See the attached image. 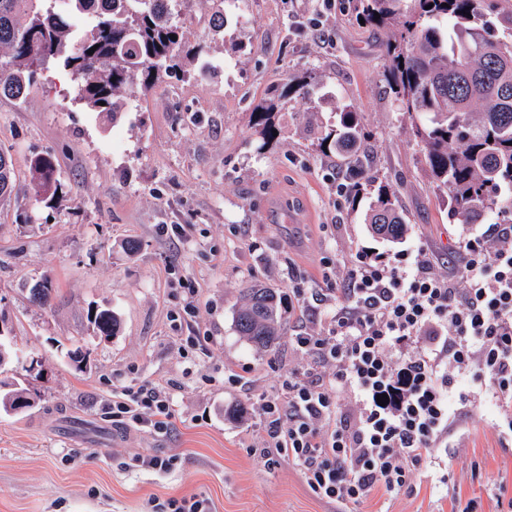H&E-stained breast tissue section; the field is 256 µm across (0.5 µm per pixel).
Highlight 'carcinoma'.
Returning <instances> with one entry per match:
<instances>
[{
	"label": "carcinoma",
	"mask_w": 512,
	"mask_h": 512,
	"mask_svg": "<svg viewBox=\"0 0 512 512\" xmlns=\"http://www.w3.org/2000/svg\"><path fill=\"white\" fill-rule=\"evenodd\" d=\"M0 0V98L21 100L38 74L60 67L74 83V100L117 119L132 101L178 67L181 57L202 64L210 47L183 49L179 12L184 0ZM360 18L381 28L400 25L385 42L389 86L404 111L425 120L415 136L424 148L426 172L447 195L459 224H502L512 219V12L493 10L489 0H356ZM380 18H375V15ZM176 35L173 40L170 35ZM95 51H90V48ZM312 98L306 78L285 84ZM278 102L255 107V134L268 143ZM317 149L351 163L360 161L362 120L338 113L336 124L317 127ZM37 187L57 189L51 157L34 161ZM15 172L0 150V198L12 193ZM371 231L389 241L403 238L406 224L394 189L381 184L365 214ZM237 314L239 335L263 348L277 340L281 319L277 294L254 284ZM90 323L114 335L118 319L96 309ZM27 411L29 389L0 379V409Z\"/></svg>",
	"instance_id": "carcinoma-1"
}]
</instances>
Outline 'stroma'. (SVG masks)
<instances>
[{
	"label": "stroma",
	"instance_id": "stroma-1",
	"mask_svg": "<svg viewBox=\"0 0 512 512\" xmlns=\"http://www.w3.org/2000/svg\"><path fill=\"white\" fill-rule=\"evenodd\" d=\"M220 9L229 21L217 66L164 78L119 120L75 102L60 69L39 75L25 100L0 98V150L16 175L0 199V316L15 349L43 362L35 379L6 366L37 403L0 411V512H146L151 499L194 493L213 512H339L293 464L268 469L248 453L265 444L260 396L307 363L293 336L320 335L323 317L284 313L274 347L257 350L233 328L241 289L261 283L288 297L299 286L331 308L321 291L344 282L358 250H420L444 277L449 254L481 230L456 223L430 185L413 119L385 78L389 33L360 23L354 0H191L188 12L209 20ZM302 76L318 98H281L278 135L260 145L254 106ZM345 108L363 119L364 190L386 181L398 191L401 244L371 235L362 208L336 195L340 167L316 151L308 122L331 124ZM42 155L55 161L57 194L33 188ZM129 240L135 253L122 249ZM42 284L44 303L31 295ZM94 308L118 315L116 336L95 335ZM193 334L201 345L186 344ZM242 370L247 384L225 385ZM143 380L175 383L172 434L113 423V392ZM500 417L492 404L467 408L408 490L359 512H454L459 497L500 512L512 499V435ZM139 454L180 461L159 474L132 465Z\"/></svg>",
	"mask_w": 512,
	"mask_h": 512
}]
</instances>
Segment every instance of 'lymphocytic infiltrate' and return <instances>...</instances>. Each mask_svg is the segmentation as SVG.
Wrapping results in <instances>:
<instances>
[{
    "label": "lymphocytic infiltrate",
    "mask_w": 512,
    "mask_h": 512,
    "mask_svg": "<svg viewBox=\"0 0 512 512\" xmlns=\"http://www.w3.org/2000/svg\"><path fill=\"white\" fill-rule=\"evenodd\" d=\"M460 244L464 287L437 275L425 253L357 252L333 288L324 331L297 333L309 358L260 398L264 467L294 463L319 499L359 506L397 495L447 440L453 409L512 398V223L491 225ZM173 386L144 380L112 397L122 427L167 434ZM386 404H378L379 395ZM350 396L352 411L339 400Z\"/></svg>",
    "instance_id": "1"
}]
</instances>
